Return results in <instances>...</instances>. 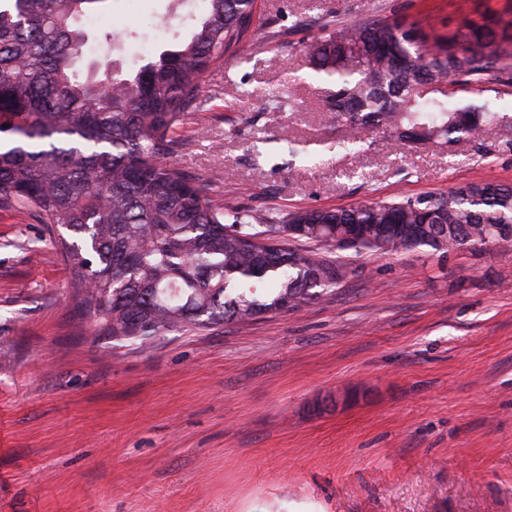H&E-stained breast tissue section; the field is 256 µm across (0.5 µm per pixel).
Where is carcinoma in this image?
Wrapping results in <instances>:
<instances>
[{"label":"carcinoma","mask_w":512,"mask_h":512,"mask_svg":"<svg viewBox=\"0 0 512 512\" xmlns=\"http://www.w3.org/2000/svg\"><path fill=\"white\" fill-rule=\"evenodd\" d=\"M99 0H0V213L47 225L71 266L77 309L117 340L209 329L291 311L327 296L345 265L288 240L340 250L509 248L512 185L466 183L446 194L291 213L226 209L162 159L195 111L206 74L239 45L254 0H208L191 37L135 73L109 61L82 72L77 19ZM311 73L344 131L399 149L480 140L508 117L450 99L500 72L512 38L464 23L446 45L414 24L363 22L304 46ZM360 225L365 238L342 239Z\"/></svg>","instance_id":"cac0c4a2"}]
</instances>
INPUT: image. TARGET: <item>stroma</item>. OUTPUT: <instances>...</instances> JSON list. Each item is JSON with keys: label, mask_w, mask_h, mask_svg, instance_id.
I'll return each mask as SVG.
<instances>
[{"label": "stroma", "mask_w": 512, "mask_h": 512, "mask_svg": "<svg viewBox=\"0 0 512 512\" xmlns=\"http://www.w3.org/2000/svg\"><path fill=\"white\" fill-rule=\"evenodd\" d=\"M176 3L99 0L86 62L137 71L205 11L177 21ZM371 20L511 34L512 0H256L261 40L207 74L172 163L228 209L512 185V128L395 153L323 144L302 45ZM274 97L297 105L280 123ZM454 102L512 116V87ZM340 258L348 277L300 310L117 341L75 307L46 226L0 213V512H512V251Z\"/></svg>", "instance_id": "1"}]
</instances>
